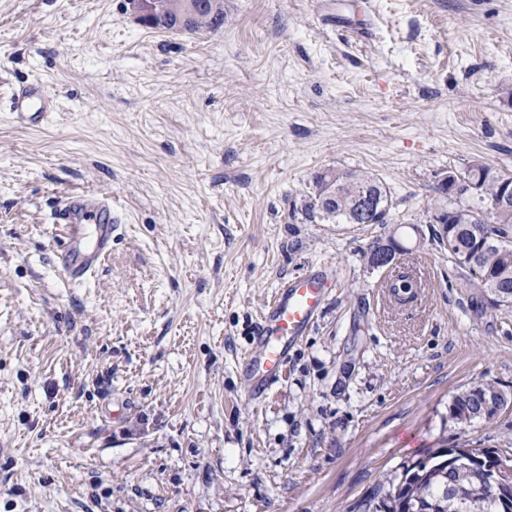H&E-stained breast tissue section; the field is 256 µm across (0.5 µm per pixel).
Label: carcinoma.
Listing matches in <instances>:
<instances>
[{"label":"carcinoma","instance_id":"carcinoma-1","mask_svg":"<svg viewBox=\"0 0 512 512\" xmlns=\"http://www.w3.org/2000/svg\"><path fill=\"white\" fill-rule=\"evenodd\" d=\"M197 12L183 29L203 32L224 26V0H195ZM466 171L478 185L477 204L458 205L449 202L446 223L439 225L435 241L448 251L457 265L465 269L470 280L482 288L489 305L512 307V198H504L505 188L512 183V174L493 168L479 160L469 164ZM315 192L301 208L305 219L333 220L338 224H355L358 219V200L367 195L373 203L368 222L387 223L392 202L383 183L376 177L357 171L329 169L315 177ZM490 398L498 411L512 408V394L491 383L471 386L458 394L449 408L457 424L466 427L493 416L480 413V404ZM450 455L424 452L420 461L427 479L416 482L414 494L425 504H446L444 481L436 479L438 472L448 470ZM400 483L391 481L384 488L382 507L386 512H408L403 495L396 493ZM483 512H512V496H501L492 487L481 489Z\"/></svg>","mask_w":512,"mask_h":512}]
</instances>
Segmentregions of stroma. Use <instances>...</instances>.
Instances as JSON below:
<instances>
[{"instance_id":"1","label":"stroma","mask_w":512,"mask_h":512,"mask_svg":"<svg viewBox=\"0 0 512 512\" xmlns=\"http://www.w3.org/2000/svg\"><path fill=\"white\" fill-rule=\"evenodd\" d=\"M0 512H365L426 449L512 454V409L461 430L454 397L512 392V309L434 239L440 178L512 173V0H224L204 34L119 0H0ZM378 177L386 224L306 221L316 173ZM123 216L86 284L57 264L56 197ZM417 271L396 306L368 248ZM335 282L282 379L244 358L279 286ZM6 103L9 111L19 120L32 125L45 121L56 108L54 100L46 95L43 86L38 82H29L12 89Z\"/></svg>"}]
</instances>
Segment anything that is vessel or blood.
Instances as JSON below:
<instances>
[{
  "label": "vessel or blood",
  "mask_w": 512,
  "mask_h": 512,
  "mask_svg": "<svg viewBox=\"0 0 512 512\" xmlns=\"http://www.w3.org/2000/svg\"><path fill=\"white\" fill-rule=\"evenodd\" d=\"M6 103L19 120L32 125L45 121L56 108L37 82L11 90ZM50 221L63 231L58 261L66 281L83 284L111 254L123 218L111 198L82 191L60 196ZM330 286L327 272L320 271L288 280L273 295L255 326L257 351L245 366L254 395H264L282 377L289 350L313 324Z\"/></svg>",
  "instance_id": "1"
}]
</instances>
